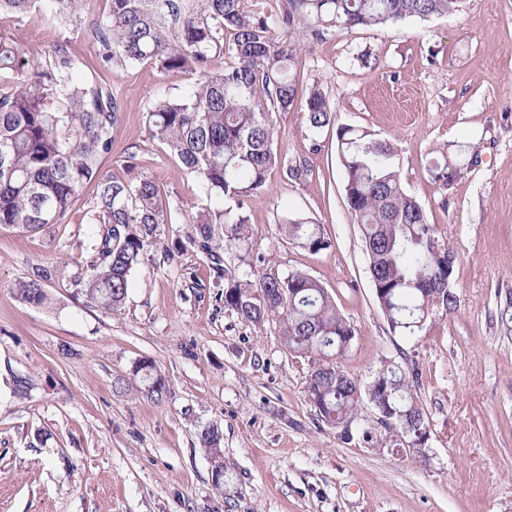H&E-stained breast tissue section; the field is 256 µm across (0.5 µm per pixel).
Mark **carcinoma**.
Listing matches in <instances>:
<instances>
[{
    "label": "carcinoma",
    "instance_id": "carcinoma-1",
    "mask_svg": "<svg viewBox=\"0 0 512 512\" xmlns=\"http://www.w3.org/2000/svg\"><path fill=\"white\" fill-rule=\"evenodd\" d=\"M83 0H0V15L24 17L33 11L70 28L77 25ZM109 8L88 29L97 44L98 66L126 68L151 64L167 77L192 82L180 98L161 97L147 111L151 138L166 145L209 193V203L192 217L189 243L217 265L221 252L248 236L245 201L262 191L269 169L281 161L273 149L274 130L266 112H287L297 98L293 39L302 29L312 42L338 31L395 27L408 18L427 19L457 11L462 0H286L281 34L267 20L245 9V0H108ZM229 42H224V36ZM229 52L234 64L215 69V58ZM88 64L59 42L51 63L26 53L0 34V226L28 231L63 224L84 187L95 186L89 221L99 226L89 258L76 263L73 282L96 305L115 310L123 304L132 270L160 240V228L175 213L149 180H117L103 169L112 155L122 102L112 85L89 79ZM309 123H334V108L312 88L305 99ZM337 150L345 171V193L361 231L368 273L379 307L392 332L408 339L435 316L457 308L455 256L438 244L420 203L404 189L392 143L367 130L340 125ZM468 147L455 144L426 170L435 183L449 186L460 177ZM282 234L312 251L331 247L320 225L302 215L282 219ZM53 271L39 268L18 284L20 299L40 304L43 282ZM224 307L243 321L277 323L286 349L308 358L312 367L306 394L318 417L351 440L345 424L359 418L363 398L384 405L389 442L410 435L423 438L429 418L415 397L418 372L395 364L383 367L387 391L360 386L341 370L355 338L351 323L337 310L327 289L306 273H245L224 287ZM142 394L160 401L165 377L147 359L135 367ZM213 461L221 460L219 433L201 435Z\"/></svg>",
    "mask_w": 512,
    "mask_h": 512
}]
</instances>
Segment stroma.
<instances>
[{
	"instance_id": "stroma-1",
	"label": "stroma",
	"mask_w": 512,
	"mask_h": 512,
	"mask_svg": "<svg viewBox=\"0 0 512 512\" xmlns=\"http://www.w3.org/2000/svg\"><path fill=\"white\" fill-rule=\"evenodd\" d=\"M0 32L45 61L62 40L95 59L83 32L39 12L1 15ZM299 44L300 101L266 118L286 163L306 159L309 171L295 180L270 169L245 203L248 240L219 269L186 242L203 187L146 125L153 98L185 95V81L148 64L98 69L124 105L105 168L153 181L177 220L114 311L70 283L94 243L92 190L66 223L0 226V512H512V333L497 321L512 296V0H466L445 16ZM314 87L335 108L319 131L302 103ZM340 125L394 144L406 191L455 254L458 306L413 339L393 334L378 306L346 202ZM457 142L476 163L451 186L432 182L430 159ZM290 211L319 224L330 249L287 240L279 222ZM38 267L55 275L31 305L16 288ZM248 271L319 280L355 329L342 366L361 383L387 362L418 371L425 456L386 445L372 404L359 422L368 441L342 440L318 419L308 359L288 353L275 324L224 307L225 283ZM143 358L166 378L162 402L140 392ZM208 428L221 438L223 491L201 445Z\"/></svg>"
}]
</instances>
